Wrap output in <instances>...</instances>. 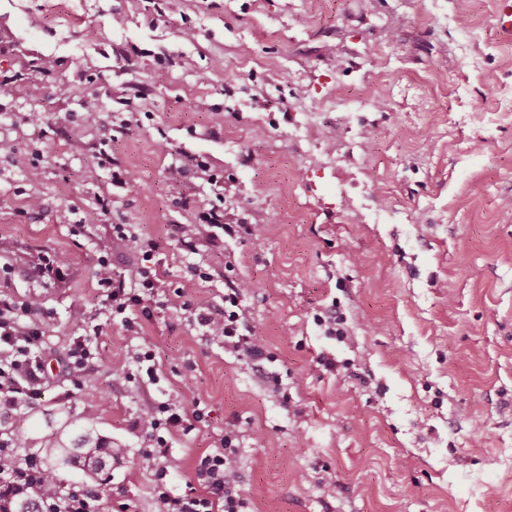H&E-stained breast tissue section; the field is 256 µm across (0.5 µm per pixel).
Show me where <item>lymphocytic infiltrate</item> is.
<instances>
[{"instance_id":"lymphocytic-infiltrate-1","label":"lymphocytic infiltrate","mask_w":512,"mask_h":512,"mask_svg":"<svg viewBox=\"0 0 512 512\" xmlns=\"http://www.w3.org/2000/svg\"><path fill=\"white\" fill-rule=\"evenodd\" d=\"M132 247L154 253L160 244L139 237L130 225H113L108 248L94 267L102 310L109 320L120 321L127 328L133 327L138 317H150L151 304L162 285L154 266H139L126 278L115 273L112 257ZM247 288L246 282L225 279L220 307L194 304L179 290L166 302L185 311L189 322L205 336L258 366L265 358V344L255 336L242 307ZM53 320L38 299L18 302L0 296V416L42 400L51 379L45 364V334ZM71 321L79 333L70 338L57 365L74 394L82 389L83 373L97 356V334L93 317L84 306L72 309ZM204 418L200 405L162 401L140 412L133 423L149 441L140 457L153 473L152 493L160 512H243L245 500L234 485L241 448L237 433L230 429L214 450L197 457L184 493L176 495L170 489L175 462L167 436L175 431L190 433ZM23 446L19 432L0 438V512H21L25 507L31 512H103V496L98 490L65 485L34 455L24 452Z\"/></svg>"}]
</instances>
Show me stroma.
<instances>
[{
    "label": "stroma",
    "instance_id": "1",
    "mask_svg": "<svg viewBox=\"0 0 512 512\" xmlns=\"http://www.w3.org/2000/svg\"><path fill=\"white\" fill-rule=\"evenodd\" d=\"M49 2L0 0V78H17L0 97V294L53 313L56 357L71 308L96 312L112 225L132 224L160 242L165 288L218 305L225 278L249 282L279 380L172 307L133 331L98 315L82 390L53 380L7 426L42 437L47 421L93 417L120 450L111 512L159 510L135 417L196 399L200 429L170 438L174 493L232 429L248 512H512V43L496 0ZM104 143L131 188L98 168ZM214 205L261 235L208 244L196 216ZM189 224L195 256L178 246ZM38 250L63 282L27 275ZM333 304L342 341L314 320ZM146 344L161 380L140 388L121 371Z\"/></svg>",
    "mask_w": 512,
    "mask_h": 512
}]
</instances>
